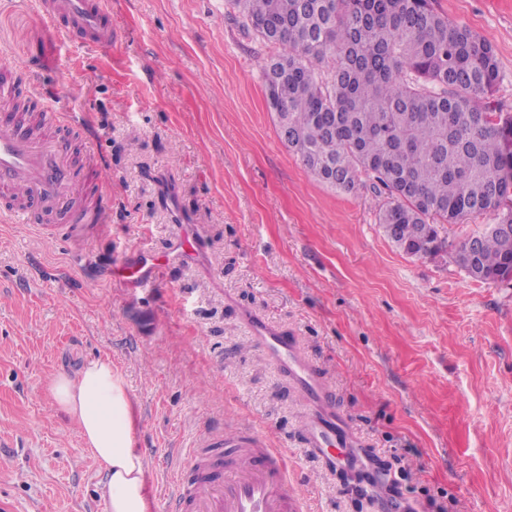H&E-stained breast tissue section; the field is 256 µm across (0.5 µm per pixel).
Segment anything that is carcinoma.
<instances>
[{"label":"carcinoma","mask_w":512,"mask_h":512,"mask_svg":"<svg viewBox=\"0 0 512 512\" xmlns=\"http://www.w3.org/2000/svg\"><path fill=\"white\" fill-rule=\"evenodd\" d=\"M280 53L264 69L277 130L318 181L383 196L378 223L406 255L446 251L437 224L492 213L454 261L512 281V113L480 101L492 45L429 0H229Z\"/></svg>","instance_id":"obj_1"}]
</instances>
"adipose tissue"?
<instances>
[{
    "mask_svg": "<svg viewBox=\"0 0 512 512\" xmlns=\"http://www.w3.org/2000/svg\"><path fill=\"white\" fill-rule=\"evenodd\" d=\"M49 392L59 410L74 419L105 474L106 512H151L155 488L146 479L135 437L136 419L123 376L108 358L76 372H57Z\"/></svg>",
    "mask_w": 512,
    "mask_h": 512,
    "instance_id": "adipose-tissue-1",
    "label": "adipose tissue"
}]
</instances>
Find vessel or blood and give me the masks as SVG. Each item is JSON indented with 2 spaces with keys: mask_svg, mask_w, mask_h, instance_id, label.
Instances as JSON below:
<instances>
[{
  "mask_svg": "<svg viewBox=\"0 0 512 512\" xmlns=\"http://www.w3.org/2000/svg\"><path fill=\"white\" fill-rule=\"evenodd\" d=\"M38 10L67 41L97 49L116 38L104 0H38ZM11 81L0 82V222L39 227L43 211L62 212L69 224H104L108 211L98 180L99 162L88 157L84 168L73 163L70 113L44 104L41 122L17 120ZM187 250L164 260L137 250L128 259L124 284L154 286L153 272ZM251 340L266 358L293 381L307 405L302 432L309 447L331 463L351 461V437L346 418L333 395L310 365L294 337L255 318ZM164 512H303L302 499L291 487L284 452L269 447L260 431L227 434L210 430L186 449L175 477L163 496Z\"/></svg>",
  "mask_w": 512,
  "mask_h": 512,
  "instance_id": "vessel-or-blood-1",
  "label": "vessel or blood"
}]
</instances>
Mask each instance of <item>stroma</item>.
Listing matches in <instances>:
<instances>
[{
	"mask_svg": "<svg viewBox=\"0 0 512 512\" xmlns=\"http://www.w3.org/2000/svg\"><path fill=\"white\" fill-rule=\"evenodd\" d=\"M109 53L65 41L35 0H0V74L81 119L103 160L108 226L0 223V512H105L104 473L48 385L108 357L138 407L145 474L204 428H258L288 458L307 512H398L370 462L309 448L305 403L249 342L254 316L294 336L358 452L392 465L417 512H512V283L451 253L493 215L409 256L377 222L371 184L316 180L278 137L262 68L279 52L228 0H106ZM495 49L488 106L512 113V0H431ZM194 254L130 288L139 244Z\"/></svg>",
	"mask_w": 512,
	"mask_h": 512,
	"instance_id": "1",
	"label": "stroma"
}]
</instances>
